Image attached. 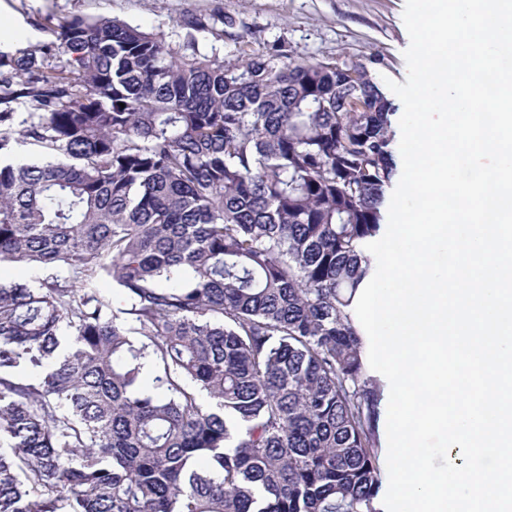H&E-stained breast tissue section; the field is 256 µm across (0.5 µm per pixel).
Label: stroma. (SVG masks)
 <instances>
[{
  "mask_svg": "<svg viewBox=\"0 0 512 512\" xmlns=\"http://www.w3.org/2000/svg\"><path fill=\"white\" fill-rule=\"evenodd\" d=\"M405 0H0V51L52 42L45 17H110L180 41V20L197 14L223 24L224 38L200 36V50L225 58L284 44L296 59L365 63L376 81L402 83L410 39Z\"/></svg>",
  "mask_w": 512,
  "mask_h": 512,
  "instance_id": "stroma-1",
  "label": "stroma"
}]
</instances>
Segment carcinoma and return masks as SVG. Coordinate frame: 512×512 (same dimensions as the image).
Wrapping results in <instances>:
<instances>
[{"instance_id":"1","label":"carcinoma","mask_w":512,"mask_h":512,"mask_svg":"<svg viewBox=\"0 0 512 512\" xmlns=\"http://www.w3.org/2000/svg\"><path fill=\"white\" fill-rule=\"evenodd\" d=\"M180 26L0 51V268L41 272L0 281V512H377L348 308L394 104L364 63Z\"/></svg>"}]
</instances>
